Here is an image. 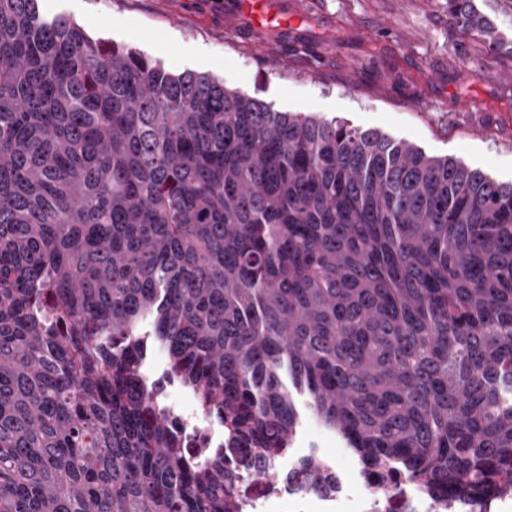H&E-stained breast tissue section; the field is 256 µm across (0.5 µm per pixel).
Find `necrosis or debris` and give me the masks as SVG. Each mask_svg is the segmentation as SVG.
I'll list each match as a JSON object with an SVG mask.
<instances>
[{"label":"necrosis or debris","mask_w":512,"mask_h":512,"mask_svg":"<svg viewBox=\"0 0 512 512\" xmlns=\"http://www.w3.org/2000/svg\"><path fill=\"white\" fill-rule=\"evenodd\" d=\"M158 402L166 414L179 422L193 447L212 449L222 445L223 425L207 417L195 401L164 394ZM323 462L336 482L330 492H314L297 481L277 490L255 472L243 473L240 512H512V489L499 485L478 493L449 491L447 504L439 506L431 495L401 476L383 484L363 472L352 482L335 458L327 455Z\"/></svg>","instance_id":"4bbe7bcc"}]
</instances>
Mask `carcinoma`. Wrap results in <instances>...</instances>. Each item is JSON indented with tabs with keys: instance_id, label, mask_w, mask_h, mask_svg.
<instances>
[{
	"instance_id": "obj_1",
	"label": "carcinoma",
	"mask_w": 512,
	"mask_h": 512,
	"mask_svg": "<svg viewBox=\"0 0 512 512\" xmlns=\"http://www.w3.org/2000/svg\"><path fill=\"white\" fill-rule=\"evenodd\" d=\"M153 346L224 447H184ZM295 390L384 481L511 486L512 183L0 0V512H238Z\"/></svg>"
}]
</instances>
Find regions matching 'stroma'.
Instances as JSON below:
<instances>
[{"label":"stroma","mask_w":512,"mask_h":512,"mask_svg":"<svg viewBox=\"0 0 512 512\" xmlns=\"http://www.w3.org/2000/svg\"><path fill=\"white\" fill-rule=\"evenodd\" d=\"M48 17L207 73L282 112H313L512 182V58L448 20V0H38Z\"/></svg>","instance_id":"35a3bbf8"}]
</instances>
